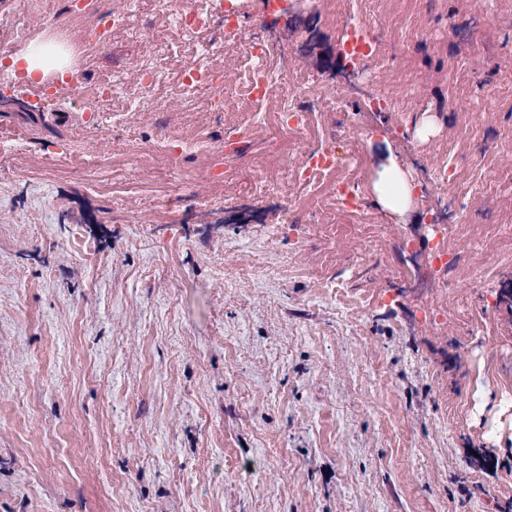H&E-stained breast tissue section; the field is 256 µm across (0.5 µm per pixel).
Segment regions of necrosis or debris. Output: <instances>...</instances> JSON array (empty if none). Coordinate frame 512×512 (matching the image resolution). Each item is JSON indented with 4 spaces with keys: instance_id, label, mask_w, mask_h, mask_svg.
Instances as JSON below:
<instances>
[{
    "instance_id": "1",
    "label": "necrosis or debris",
    "mask_w": 512,
    "mask_h": 512,
    "mask_svg": "<svg viewBox=\"0 0 512 512\" xmlns=\"http://www.w3.org/2000/svg\"><path fill=\"white\" fill-rule=\"evenodd\" d=\"M97 24L107 41L136 34L150 52L136 70L134 80L123 72L105 73L101 99L120 103L125 112H147L160 89L173 87L181 103H190L198 90L211 94V108L224 109V60L239 54L238 96L241 105H272L279 131L300 137L315 129V121L326 112L345 111L335 86L321 82L315 73H295L289 58L262 37L245 33L240 13L225 0H116L112 10L98 11ZM224 27V40L215 43L208 33L214 24ZM180 46L172 57V46ZM220 153L223 145L206 135L174 137L150 150L158 164L176 161L189 148ZM350 162H312L304 159L289 173L293 182H328L329 192L340 210L351 216L365 213V202Z\"/></svg>"
}]
</instances>
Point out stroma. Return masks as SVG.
Returning a JSON list of instances; mask_svg holds the SVG:
<instances>
[{
    "label": "stroma",
    "mask_w": 512,
    "mask_h": 512,
    "mask_svg": "<svg viewBox=\"0 0 512 512\" xmlns=\"http://www.w3.org/2000/svg\"><path fill=\"white\" fill-rule=\"evenodd\" d=\"M86 2L0 0V512H512V0H307L314 45L276 30L311 70L348 24L376 36L355 68L390 59L334 74L348 110L316 127L364 163L357 220L279 180L315 135L203 91L100 116L93 81L138 38L73 56L77 97L14 79L31 44L91 30ZM404 85L402 111L365 110ZM232 127L252 139L220 183L205 154L136 152ZM388 152L419 188L402 219L375 203ZM444 208L469 218L453 267ZM444 223H441L443 222ZM437 231L432 240V252L436 261L448 265V262L454 260L455 255L448 251V233L445 227V220L441 217L435 218Z\"/></svg>",
    "instance_id": "35a3bbf8"
}]
</instances>
